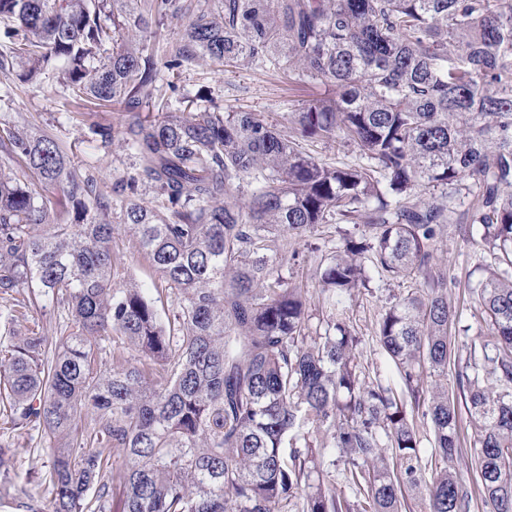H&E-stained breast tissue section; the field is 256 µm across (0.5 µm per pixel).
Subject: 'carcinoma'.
Wrapping results in <instances>:
<instances>
[{
    "instance_id": "cac0c4a2",
    "label": "carcinoma",
    "mask_w": 512,
    "mask_h": 512,
    "mask_svg": "<svg viewBox=\"0 0 512 512\" xmlns=\"http://www.w3.org/2000/svg\"><path fill=\"white\" fill-rule=\"evenodd\" d=\"M0 0V72L32 82L54 64L64 94L126 111L137 173L97 195L57 140L0 127L20 158L71 203L37 198L0 171V293L44 297L71 321L48 345L5 318L0 407L38 429L52 454L49 512H91L119 490L121 512H512V0H219L197 8L165 68L209 61L260 67L324 88L288 134L251 112L151 103L160 69L147 33L175 0ZM333 139L363 162L329 165L304 143ZM153 200L139 199V185ZM439 193L422 198L421 188ZM339 231L320 268L329 311L312 336L301 287L271 242ZM482 227L494 256L472 287L489 334L471 340L454 391L431 379L456 364L446 273L430 268L448 225ZM124 229L179 310L164 320L131 284L113 287ZM379 279L417 280L378 320L397 384L366 385L341 297ZM121 339L139 364L102 361ZM476 438L474 477L458 476V400ZM86 413L85 425L76 416ZM431 423L420 451L416 417ZM122 457L115 468L112 454ZM343 465L354 495L336 490Z\"/></svg>"
}]
</instances>
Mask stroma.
Here are the masks:
<instances>
[{"instance_id": "stroma-1", "label": "stroma", "mask_w": 512, "mask_h": 512, "mask_svg": "<svg viewBox=\"0 0 512 512\" xmlns=\"http://www.w3.org/2000/svg\"><path fill=\"white\" fill-rule=\"evenodd\" d=\"M59 76V71L51 70L32 84H10L0 76V87L9 89L7 95L0 97V123L55 136L79 173L94 174L97 193L112 194L118 181L135 173L137 159L120 141L102 147L91 130L97 126L119 130L124 119L122 109L113 103H72L60 89ZM158 86L160 99L175 93L196 103L216 105L224 112H252L284 130L289 127L290 113L299 111L307 100L321 92L320 87L272 72L255 68L214 69L200 63L174 70L163 68ZM335 236L334 227L325 225L310 241L292 239L285 246L289 259L282 273L290 281L303 284L308 313L315 319L321 317L324 308L319 286L322 254L317 247ZM480 252L475 240L459 236L449 228L440 233L432 260L434 270L447 274L448 301L460 319L462 331L458 340L462 343L488 331L483 320L476 317L468 291L469 284L476 282L479 276ZM114 253L115 288L133 282L151 292L160 286V278L136 238L118 232ZM412 286L409 280L393 281L342 299L350 328L361 339L357 348L358 362L367 385L392 384L397 380L395 368L378 350L376 323L390 295L405 293ZM40 442L37 431H12L0 421V455L14 463L8 476L0 475V502L8 504L30 496L38 505L48 504L52 457Z\"/></svg>"}]
</instances>
